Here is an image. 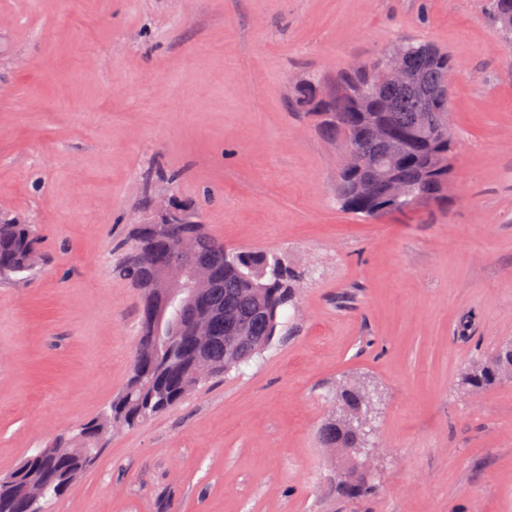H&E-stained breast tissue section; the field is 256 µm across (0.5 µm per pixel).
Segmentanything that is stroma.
I'll list each match as a JSON object with an SVG mask.
<instances>
[{
  "instance_id": "obj_1",
  "label": "stroma",
  "mask_w": 512,
  "mask_h": 512,
  "mask_svg": "<svg viewBox=\"0 0 512 512\" xmlns=\"http://www.w3.org/2000/svg\"><path fill=\"white\" fill-rule=\"evenodd\" d=\"M0 213L42 263L0 279V475L108 409L139 293L113 249L140 188L204 200L229 249L302 272L248 365L114 430L50 512H512V379L460 371L512 338V51L487 0H0ZM406 40L455 61L446 203L369 222L336 202L342 150L292 110ZM376 385L375 489L328 496L339 382Z\"/></svg>"
}]
</instances>
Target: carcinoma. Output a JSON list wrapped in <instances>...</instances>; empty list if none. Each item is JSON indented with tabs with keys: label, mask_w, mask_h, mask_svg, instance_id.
I'll return each mask as SVG.
<instances>
[{
	"label": "carcinoma",
	"mask_w": 512,
	"mask_h": 512,
	"mask_svg": "<svg viewBox=\"0 0 512 512\" xmlns=\"http://www.w3.org/2000/svg\"><path fill=\"white\" fill-rule=\"evenodd\" d=\"M489 13L506 47L512 50V0H490ZM408 66L417 83L389 86L379 81L385 55L365 61L358 70L349 67L327 81L308 74V82L294 89L293 104L301 112L321 116L334 112L336 122L322 123L327 137L339 142L353 130L362 131L356 140L358 151L372 159L387 153L388 144L367 132L370 119L380 117L398 134L412 133L439 147L440 135L448 134L447 113L439 112L434 101L448 102V75L454 68L448 53L430 44L404 41ZM355 86L358 93L341 94L330 101L319 95L321 85ZM383 95L391 102L387 112L374 108ZM392 174L401 180L413 197L429 198L435 204L445 200L448 177L426 174L423 157L412 144L402 147ZM369 173L337 174L336 201L340 207L366 221L378 220L395 209L382 197V187L362 198L358 184ZM181 208L192 219L173 224H139L134 246L120 256L116 273L129 280L140 292L139 339L131 358L130 375L125 387L112 399L109 409L82 425L72 434L57 438L51 454L62 460L58 482L67 486L85 470L83 448L91 442L103 443L115 428H132L145 419L163 412L196 390L207 380L222 376L261 354L273 342L283 308L294 304L300 277L281 259L258 251H233L214 238L199 219L201 204L183 203ZM41 261L36 229L16 219L0 222V277L26 278ZM170 268L186 276L195 268L208 271L206 282L198 285L201 304L177 307L165 329L178 335L159 339L146 321V314L160 288V269ZM512 368V340L503 343L481 363L466 368L460 386L474 393L498 385L500 372ZM365 395L348 388L336 396V408L355 414L366 407ZM318 439L325 448L341 454L355 448L362 437L329 416L321 423ZM25 471L0 478V512H47L56 497L54 488L39 490V463L27 460ZM344 477L331 471L329 482L348 498H358L371 490L367 477L349 465Z\"/></svg>",
	"instance_id": "carcinoma-1"
}]
</instances>
